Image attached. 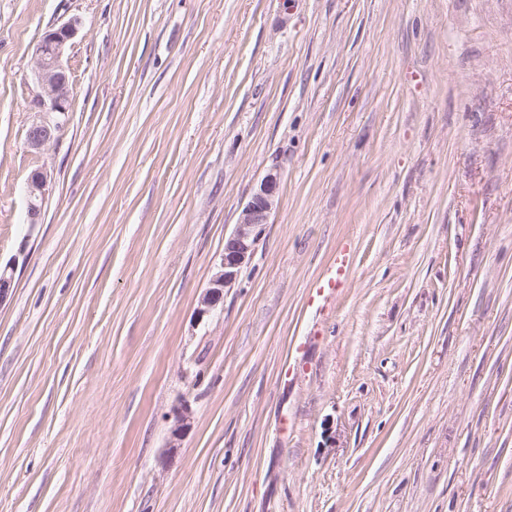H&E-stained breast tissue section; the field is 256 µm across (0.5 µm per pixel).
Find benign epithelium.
I'll list each match as a JSON object with an SVG mask.
<instances>
[{
	"mask_svg": "<svg viewBox=\"0 0 512 512\" xmlns=\"http://www.w3.org/2000/svg\"><path fill=\"white\" fill-rule=\"evenodd\" d=\"M75 35V26L68 22L48 29L42 35L34 54L33 75L39 92L30 101L35 119L27 130V144L33 150L48 145L61 129L72 110L74 86L64 57ZM50 175L44 167L34 169L25 186L27 223L40 224L43 205L49 193ZM281 176L270 170L261 180L241 210L234 231L224 242V252L215 262V273L199 300L197 314L209 316L224 310V291L231 287L256 250L264 226L278 202ZM15 263L0 266V305L6 303L14 288ZM168 457L176 455L180 442L190 429L193 409L182 399L171 410Z\"/></svg>",
	"mask_w": 512,
	"mask_h": 512,
	"instance_id": "benign-epithelium-1",
	"label": "benign epithelium"
}]
</instances>
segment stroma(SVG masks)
I'll return each instance as SVG.
<instances>
[{"mask_svg":"<svg viewBox=\"0 0 512 512\" xmlns=\"http://www.w3.org/2000/svg\"><path fill=\"white\" fill-rule=\"evenodd\" d=\"M67 22L72 110L35 151L33 51ZM13 258L0 512H512V0H0ZM50 175L45 167L34 169L25 186L27 224H42L43 205L49 193ZM281 176L270 170L261 180L241 210L234 231L224 242V252L215 262V273L199 300L197 314L200 318L224 309V291L231 288L256 250L264 226L278 202ZM351 266V251L346 248L337 251L328 275L317 287L316 296L324 300L332 295L345 279ZM193 409L190 402L182 399L175 404L171 410L170 419L172 420L170 426V436L166 449V454L169 458L176 455L177 449L180 448V442L185 437L190 429L193 419Z\"/></svg>","mask_w":512,"mask_h":512,"instance_id":"obj_1","label":"stroma"}]
</instances>
